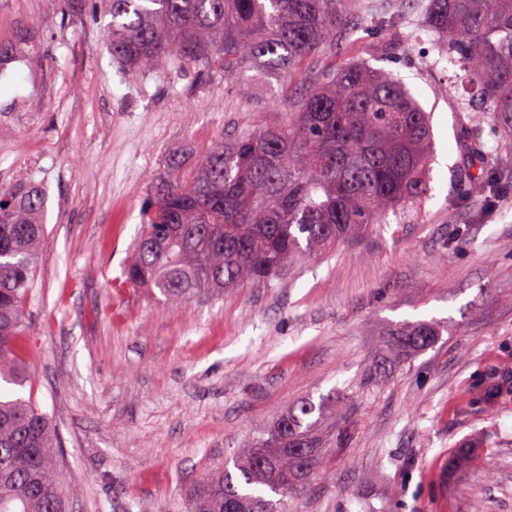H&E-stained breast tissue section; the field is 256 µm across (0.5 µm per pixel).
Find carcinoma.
<instances>
[{"mask_svg":"<svg viewBox=\"0 0 512 512\" xmlns=\"http://www.w3.org/2000/svg\"><path fill=\"white\" fill-rule=\"evenodd\" d=\"M359 0H107L108 50L146 72L176 57L233 81L277 75L280 121L219 138L202 153L179 149L151 183L125 283L168 304L219 295L279 274L295 256L362 236L428 196L431 115L393 73L357 59ZM425 29L464 84L459 189L472 219L512 199V181L489 162L484 136L512 142V0H429ZM413 34L383 20L368 54H404ZM299 82L305 92L288 95ZM40 183L0 188V512H64L63 470L48 415L21 389L26 299L47 230ZM439 336L417 323L394 349L425 350ZM512 398V376L473 383L468 407ZM331 392L296 402L268 436L245 441L233 467L198 472L189 512H288L292 495L323 470L317 430L336 429Z\"/></svg>","mask_w":512,"mask_h":512,"instance_id":"obj_1","label":"carcinoma"}]
</instances>
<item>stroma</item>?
Here are the masks:
<instances>
[{"mask_svg":"<svg viewBox=\"0 0 512 512\" xmlns=\"http://www.w3.org/2000/svg\"><path fill=\"white\" fill-rule=\"evenodd\" d=\"M363 2L362 44L381 4L419 32L383 67L432 114L426 201L272 280L171 306L123 278L150 180L174 149L277 120L276 78L228 84L173 60L132 72L109 53L94 0L71 13L0 0V42L39 20L0 69V187L28 178L47 194L24 345L66 512H187L195 472L329 392L348 442L295 512H512V401L466 408L476 378L512 369V203L469 218L459 69L421 33L422 7ZM461 226L464 243L449 244ZM421 322L438 341L393 356L396 330ZM470 442L491 473L449 468Z\"/></svg>","mask_w":512,"mask_h":512,"instance_id":"stroma-1","label":"stroma"}]
</instances>
